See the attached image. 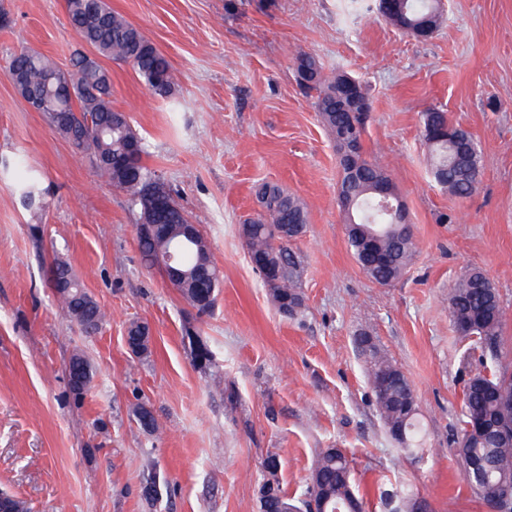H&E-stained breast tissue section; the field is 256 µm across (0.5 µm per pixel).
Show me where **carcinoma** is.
Here are the masks:
<instances>
[{"instance_id":"carcinoma-1","label":"carcinoma","mask_w":512,"mask_h":512,"mask_svg":"<svg viewBox=\"0 0 512 512\" xmlns=\"http://www.w3.org/2000/svg\"><path fill=\"white\" fill-rule=\"evenodd\" d=\"M69 24L83 44L97 55L127 63L142 79L147 89L158 96L173 93L175 75L169 61L146 35L123 16L112 11L107 0H66ZM378 11L390 24L420 39L429 38L441 25L443 0H395L385 9L378 0ZM21 90L40 94V111L51 127L73 142L79 153L86 155L113 186L123 191L131 206L138 209L140 224H176L186 220L181 211L174 212L172 221L160 209L148 212L147 203L171 190L160 181L143 161L145 144L133 129L124 112L112 107V82L101 67L85 65L84 52L71 59V68L63 70L41 53L22 48L8 59ZM295 71L300 85L316 92V108L322 124L332 133L340 154L353 145L355 177L344 174L340 163L338 193L346 215L347 241L362 273L380 286H389L407 272L416 252L410 225L401 222L399 212H389L378 205L375 189L385 184L394 196H399L387 170L375 159L367 158L362 150L366 118L353 112L348 105L336 100V90L342 79L339 73H325L319 60L310 53L295 57ZM448 113L431 108L421 115L422 135L429 153L430 174L441 189L459 198H467L479 183L481 150H476L469 166H460L461 151L476 144L472 135L455 125L448 130ZM14 189L29 206L40 197V180L30 170L14 183ZM257 196L264 211L257 218L244 221L248 226L245 240L249 256L261 257L272 266L288 265V276L280 279L269 296L278 310L294 316L305 310L300 253L293 244L307 232L308 212L304 202L278 185L265 184ZM267 224H292L297 231L279 244L267 234ZM142 259L150 266L159 264V257L175 252L179 258L181 277L172 283L189 304L204 315L213 308L220 279L211 278L215 269L211 250L202 232L187 239L174 233L167 240L138 239ZM51 284L61 300L66 314L85 331L96 332L104 314L87 294L71 267L54 264L50 270ZM452 322H469L463 337L492 346L500 334L504 310L500 296L490 279L479 269H470L456 282L448 304ZM128 337L148 354L147 326L130 323ZM368 381L375 394L379 415L391 437L401 449L413 455L422 450V426L419 408H405L412 396L411 386L397 380L379 383L382 371H400V367L376 348L369 351ZM73 389L83 391L92 379L90 365L80 356L69 364ZM481 419L487 424L485 433L468 438L462 433L459 454L464 466L475 459L483 464L479 477L466 478L472 491L488 508L495 507L502 487L512 485V439L499 436L497 425L512 423V373L495 365L485 374H478L466 383L462 407V425ZM266 481L274 483L263 498L261 512H311L312 503L326 502L325 512H363V504L354 492L350 462L339 448L323 451L310 474L305 498L287 496L278 479V471L267 472Z\"/></svg>"}]
</instances>
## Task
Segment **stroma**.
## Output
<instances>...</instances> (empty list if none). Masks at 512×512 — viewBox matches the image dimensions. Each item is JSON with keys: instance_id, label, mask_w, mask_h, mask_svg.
<instances>
[{"instance_id": "obj_1", "label": "stroma", "mask_w": 512, "mask_h": 512, "mask_svg": "<svg viewBox=\"0 0 512 512\" xmlns=\"http://www.w3.org/2000/svg\"><path fill=\"white\" fill-rule=\"evenodd\" d=\"M172 64L171 97L128 64L104 61L112 105L143 138L145 163L210 243L221 275L200 316L141 259L126 195L19 96L8 56L30 47L69 68L83 45L64 0H0V169L40 177V209L0 178V493L27 512H259L267 455L303 497L327 448L348 458L365 512L381 489L410 488L430 512H490L464 478L457 441L464 386L489 353L459 335L448 297L468 268L486 271L506 318L498 342L512 368V0H445L439 29L416 39L377 0H108ZM306 51L359 80L369 103L363 146L397 186L418 252L391 286L372 283L347 244L336 143L315 93L295 73ZM432 107L482 150L478 191L461 199L431 180L420 117ZM273 183L306 205L295 248L306 310L289 317L252 267L240 224ZM67 262L104 313L97 334L69 318L50 283ZM146 323L150 352L126 344ZM370 337L408 379L425 427L415 460L386 430L358 348ZM212 352L194 359L193 345ZM93 368L84 393L68 363ZM151 407L148 433L134 410ZM162 495L147 503L144 485Z\"/></svg>"}]
</instances>
